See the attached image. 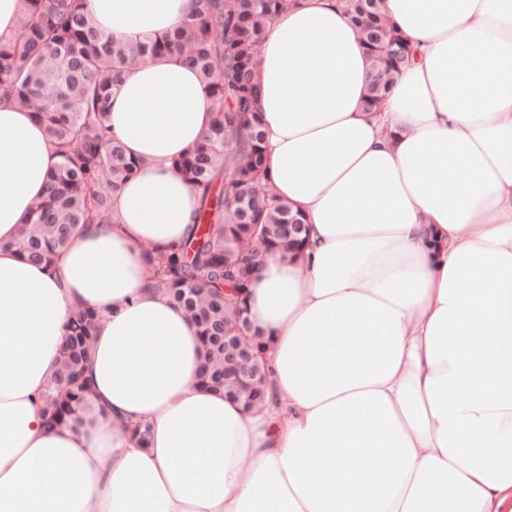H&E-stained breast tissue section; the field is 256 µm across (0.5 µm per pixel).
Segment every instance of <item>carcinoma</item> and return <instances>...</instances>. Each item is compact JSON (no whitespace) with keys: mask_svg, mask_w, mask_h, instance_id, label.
I'll return each instance as SVG.
<instances>
[{"mask_svg":"<svg viewBox=\"0 0 512 512\" xmlns=\"http://www.w3.org/2000/svg\"><path fill=\"white\" fill-rule=\"evenodd\" d=\"M295 0H197L172 33L135 41L104 32L87 0H25L14 38L0 43V98L35 114L61 162L13 242L24 259L50 266L83 224L112 221L114 200L144 162L109 134L112 92L126 69L175 57L206 83L214 118L200 143L173 167L197 193L183 245L150 258L149 284L192 314L203 363L220 364L237 324L224 303L245 304L260 250L288 252L301 244L288 225L300 213L274 193L264 165L260 117V49L266 22ZM370 60L368 111L380 110L390 83L415 61L410 40L383 16V0H341ZM99 315L71 313L59 366L43 394L50 425L94 412L84 377Z\"/></svg>","mask_w":512,"mask_h":512,"instance_id":"1","label":"carcinoma"}]
</instances>
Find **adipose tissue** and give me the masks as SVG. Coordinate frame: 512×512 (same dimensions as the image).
<instances>
[{
  "mask_svg": "<svg viewBox=\"0 0 512 512\" xmlns=\"http://www.w3.org/2000/svg\"><path fill=\"white\" fill-rule=\"evenodd\" d=\"M196 0H90L123 39L179 28ZM417 59L381 111L338 0H297L260 55L267 174L306 246L262 253L248 291L267 404L198 383L184 309L146 249L197 206L175 159L212 100L192 67H130L111 131L146 159L110 224L54 265L12 247L59 165L33 113L0 100V512H501L512 498V0H384ZM101 316L93 421L48 426L42 396L74 309ZM123 421L148 427L146 444Z\"/></svg>",
  "mask_w": 512,
  "mask_h": 512,
  "instance_id": "ef3b65f1",
  "label": "adipose tissue"
}]
</instances>
